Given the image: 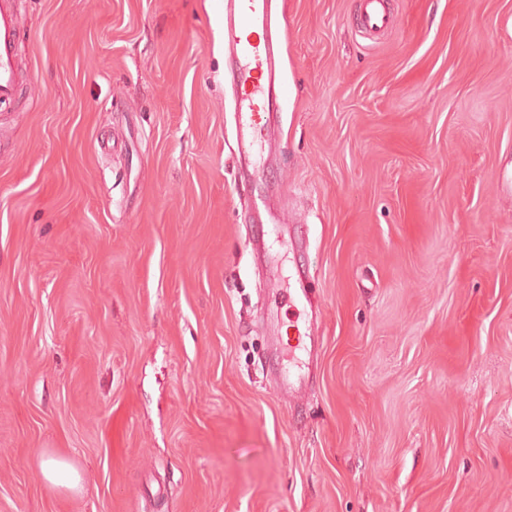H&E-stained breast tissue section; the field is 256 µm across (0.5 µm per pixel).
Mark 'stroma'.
<instances>
[{
	"label": "stroma",
	"mask_w": 512,
	"mask_h": 512,
	"mask_svg": "<svg viewBox=\"0 0 512 512\" xmlns=\"http://www.w3.org/2000/svg\"><path fill=\"white\" fill-rule=\"evenodd\" d=\"M390 4L278 0L247 172L216 0H22L0 512H512V0ZM359 23L370 34L384 33L393 27L387 0H360ZM42 473L44 478L54 486L75 488L79 483L77 472L69 464L54 457L43 460Z\"/></svg>",
	"instance_id": "obj_1"
}]
</instances>
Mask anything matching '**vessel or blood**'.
<instances>
[{
    "instance_id": "b4317fda",
    "label": "vessel or blood",
    "mask_w": 512,
    "mask_h": 512,
    "mask_svg": "<svg viewBox=\"0 0 512 512\" xmlns=\"http://www.w3.org/2000/svg\"><path fill=\"white\" fill-rule=\"evenodd\" d=\"M19 2L0 0V104L12 102L19 89ZM359 23L371 34L391 29L387 0H360ZM224 46L234 80L237 119L247 132L241 146L251 153L266 142L270 115L277 109L278 61L271 0H224Z\"/></svg>"
}]
</instances>
